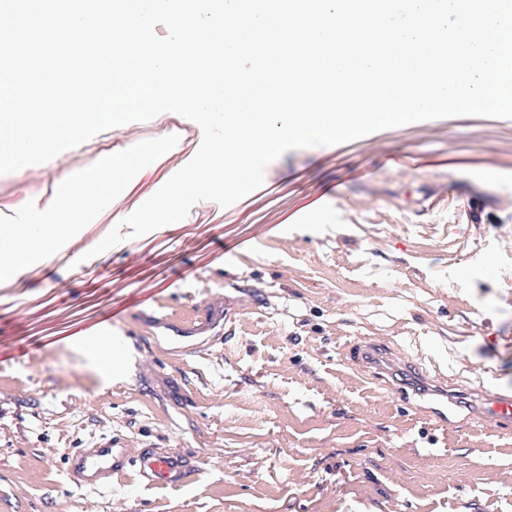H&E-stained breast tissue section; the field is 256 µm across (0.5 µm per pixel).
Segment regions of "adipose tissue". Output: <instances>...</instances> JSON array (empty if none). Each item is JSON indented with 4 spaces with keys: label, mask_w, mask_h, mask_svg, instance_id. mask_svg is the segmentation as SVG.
Instances as JSON below:
<instances>
[{
    "label": "adipose tissue",
    "mask_w": 512,
    "mask_h": 512,
    "mask_svg": "<svg viewBox=\"0 0 512 512\" xmlns=\"http://www.w3.org/2000/svg\"><path fill=\"white\" fill-rule=\"evenodd\" d=\"M80 199V194L75 192L56 194L54 202L63 209L68 221L49 230L38 224L0 225V238L10 239L15 245L13 251L0 254L1 284L51 262L61 249L79 246L86 223L93 219L92 211L80 208Z\"/></svg>",
    "instance_id": "obj_1"
}]
</instances>
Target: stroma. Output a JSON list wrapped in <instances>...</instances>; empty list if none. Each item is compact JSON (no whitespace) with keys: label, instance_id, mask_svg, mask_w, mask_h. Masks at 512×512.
Instances as JSON below:
<instances>
[{"label":"stroma","instance_id":"stroma-1","mask_svg":"<svg viewBox=\"0 0 512 512\" xmlns=\"http://www.w3.org/2000/svg\"><path fill=\"white\" fill-rule=\"evenodd\" d=\"M181 123V145L132 196L142 202L193 158L196 123L164 112L0 175V225L65 223L49 200L80 183L94 245L115 218L103 159L126 149L123 133L160 147ZM121 233L102 254L65 250L0 286V512H112L111 491L76 487L64 459L113 431L220 454L175 492L127 479L128 512H512V430L438 423L342 360L377 339L428 354L463 389L472 361L512 386V118L292 149L249 198ZM237 293L267 305L225 334L179 338L160 322L223 317ZM107 320L121 354L109 382L66 341ZM144 352L155 364L140 372Z\"/></svg>","mask_w":512,"mask_h":512}]
</instances>
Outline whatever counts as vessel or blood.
Listing matches in <instances>:
<instances>
[{
    "label": "vessel or blood",
    "instance_id": "b4317fda",
    "mask_svg": "<svg viewBox=\"0 0 512 512\" xmlns=\"http://www.w3.org/2000/svg\"><path fill=\"white\" fill-rule=\"evenodd\" d=\"M343 357L369 378L383 381L392 398L405 404L416 399L425 401L438 422L450 423L462 407L467 409L469 419L490 434L512 428V389L470 391L452 386L445 374L430 371L411 351L373 340L348 344ZM206 464V458L199 456L147 446L134 448L125 437L112 433L99 436L91 447L75 449L66 457L70 481L89 490L111 488L115 479L130 471L145 484L175 490Z\"/></svg>",
    "mask_w": 512,
    "mask_h": 512
}]
</instances>
